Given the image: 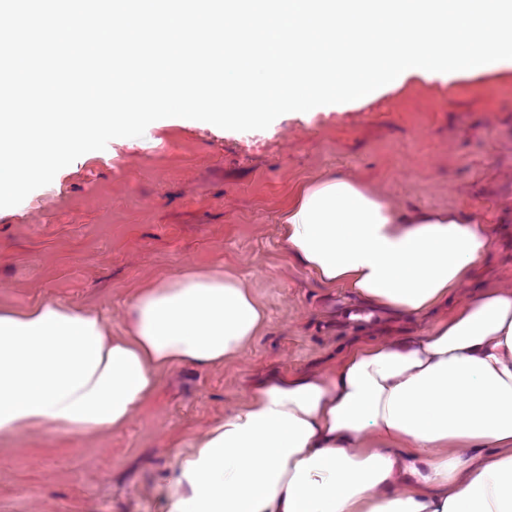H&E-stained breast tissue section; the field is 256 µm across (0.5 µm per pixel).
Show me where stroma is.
<instances>
[{
  "mask_svg": "<svg viewBox=\"0 0 512 512\" xmlns=\"http://www.w3.org/2000/svg\"><path fill=\"white\" fill-rule=\"evenodd\" d=\"M330 172L365 180L396 206L469 203L499 218L491 258L457 298L512 291V65L413 76L264 130L173 124L109 142L0 209V307L78 306L117 333L138 288L220 267L266 324L224 366L164 373L120 430L1 439L0 512H167L180 456L246 402L253 382L325 367L356 335L430 329L421 316L356 323L349 290L322 287L284 252L276 218L289 193Z\"/></svg>",
  "mask_w": 512,
  "mask_h": 512,
  "instance_id": "stroma-1",
  "label": "stroma"
}]
</instances>
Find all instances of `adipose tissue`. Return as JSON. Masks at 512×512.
Returning a JSON list of instances; mask_svg holds the SVG:
<instances>
[{"mask_svg":"<svg viewBox=\"0 0 512 512\" xmlns=\"http://www.w3.org/2000/svg\"><path fill=\"white\" fill-rule=\"evenodd\" d=\"M278 224L324 286L396 316L448 314L258 384L179 458L167 512H512V292L456 299L493 227L465 208L392 205L336 172L301 184ZM264 322L217 269L138 291L118 336L63 304L0 309V439L121 429L161 374L223 365Z\"/></svg>","mask_w":512,"mask_h":512,"instance_id":"adipose-tissue-1","label":"adipose tissue"}]
</instances>
